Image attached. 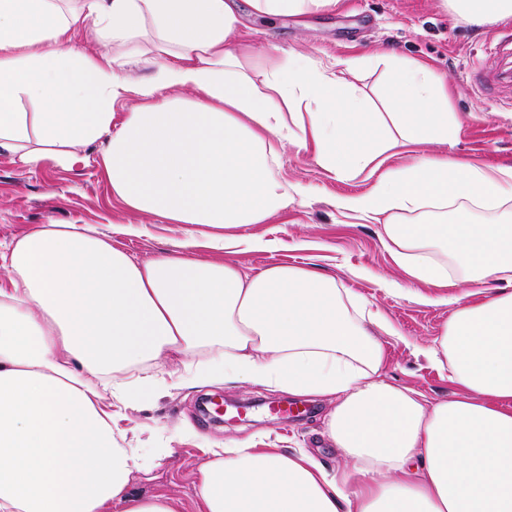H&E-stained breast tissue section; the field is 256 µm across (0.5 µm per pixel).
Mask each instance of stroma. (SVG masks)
Segmentation results:
<instances>
[{
	"label": "stroma",
	"mask_w": 512,
	"mask_h": 512,
	"mask_svg": "<svg viewBox=\"0 0 512 512\" xmlns=\"http://www.w3.org/2000/svg\"><path fill=\"white\" fill-rule=\"evenodd\" d=\"M512 27L501 22L475 25L447 8L445 0H341L335 8L307 15L243 14L237 40L258 55L279 59L300 53L313 66L376 97L385 69L367 58L391 49L404 60L422 62L448 84V105L461 118L454 143H424L393 149L386 165L402 167L416 155H448L486 167L512 166ZM99 145L78 150L66 167L27 169L0 157V244L45 224H94L111 234L113 245L143 261L179 255V241L193 235L199 257L233 263L256 274L277 264L306 263L332 277L337 288L370 300L390 323L381 334L386 351L385 381L422 393L434 403L452 397L447 372L428 358L426 349L457 310L466 285L431 289L434 305L415 301L420 288L394 263L383 222L344 216L337 199L368 192V180L340 179L315 161L314 147L281 151L271 168L282 187L307 189L288 208L263 224L238 228L244 238L268 241L263 250L218 249L222 227L168 224L129 212L112 196L96 158ZM284 393L265 387L224 384L187 386L127 410L126 427L139 447L163 441L172 453L145 457L133 484L135 492L192 499V483L206 461V449L234 439L260 448L291 452L305 449L329 472L343 474L337 450L322 436L330 406L317 397H299L300 415L282 420L269 403Z\"/></svg>",
	"instance_id": "obj_1"
}]
</instances>
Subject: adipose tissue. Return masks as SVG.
<instances>
[{
  "instance_id": "obj_1",
  "label": "adipose tissue",
  "mask_w": 512,
  "mask_h": 512,
  "mask_svg": "<svg viewBox=\"0 0 512 512\" xmlns=\"http://www.w3.org/2000/svg\"><path fill=\"white\" fill-rule=\"evenodd\" d=\"M449 2L478 25L512 18V0ZM239 24L234 0H0V154L58 167L101 144V170L128 210L224 226L235 252L244 240L232 228L265 223L304 193L272 181L274 137L315 144L337 178L373 179L338 206L384 220L412 279L473 284L427 350L457 392L430 404L381 380L376 332L388 323L309 266L252 275L189 257L191 240L185 255L144 262L94 225L45 224L0 250V512H184L175 495H132L142 454L118 421L187 356L200 357L205 383L331 402L325 435L349 467L339 480L305 451L231 441L199 467L195 512H512V224L463 212L397 220L451 200L494 208L512 199V166L422 155L384 169L394 148L456 140L442 77L386 57L379 113L303 57L257 61L235 41ZM81 25L102 50L69 49ZM130 60L151 75L120 76ZM26 100L39 111H22Z\"/></svg>"
}]
</instances>
